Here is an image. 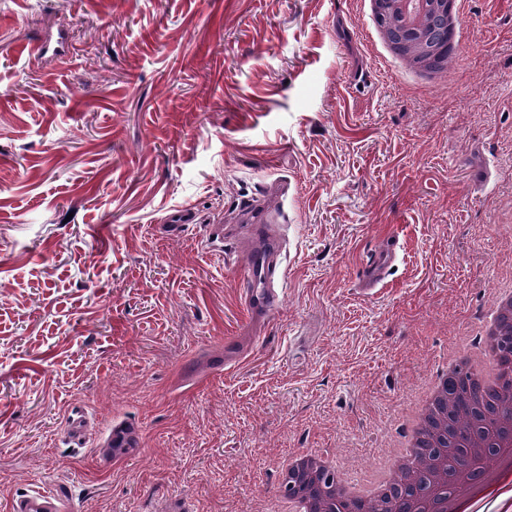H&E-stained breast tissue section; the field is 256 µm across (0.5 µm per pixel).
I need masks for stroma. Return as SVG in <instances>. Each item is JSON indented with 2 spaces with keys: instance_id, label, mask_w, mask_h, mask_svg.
Returning <instances> with one entry per match:
<instances>
[{
  "instance_id": "obj_1",
  "label": "stroma",
  "mask_w": 512,
  "mask_h": 512,
  "mask_svg": "<svg viewBox=\"0 0 512 512\" xmlns=\"http://www.w3.org/2000/svg\"><path fill=\"white\" fill-rule=\"evenodd\" d=\"M374 26L370 0H0V512H272L286 449L391 448L501 284L512 0H464L432 82ZM251 198L284 245L268 319L258 241L224 265L207 239ZM228 340L250 349L224 368ZM118 423L136 451L101 447ZM394 246L395 243H392L391 247L375 253L372 259L366 264L369 279L375 282L382 281L386 270L395 262L396 253ZM15 512H53L57 509L53 506L52 497L39 492L29 494L25 500L16 503Z\"/></svg>"
}]
</instances>
